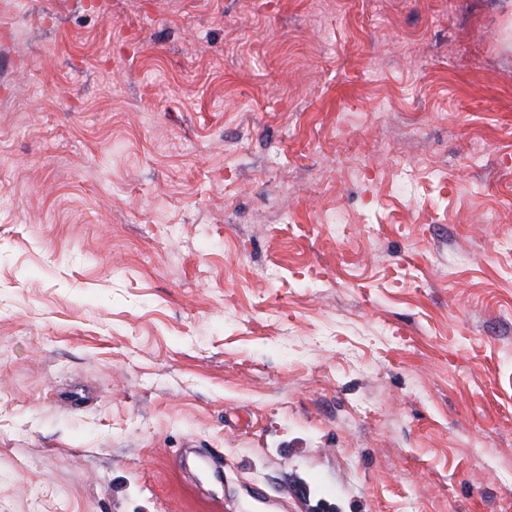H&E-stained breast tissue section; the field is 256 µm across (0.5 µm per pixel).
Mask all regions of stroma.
I'll use <instances>...</instances> for the list:
<instances>
[{"label":"stroma","mask_w":512,"mask_h":512,"mask_svg":"<svg viewBox=\"0 0 512 512\" xmlns=\"http://www.w3.org/2000/svg\"><path fill=\"white\" fill-rule=\"evenodd\" d=\"M0 512H512L507 0L0 4Z\"/></svg>","instance_id":"stroma-1"}]
</instances>
